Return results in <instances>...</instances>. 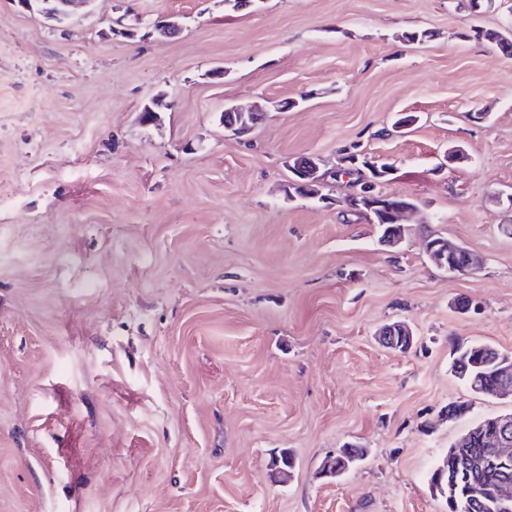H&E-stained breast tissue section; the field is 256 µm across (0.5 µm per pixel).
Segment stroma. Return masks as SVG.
<instances>
[{
  "label": "stroma",
  "instance_id": "1",
  "mask_svg": "<svg viewBox=\"0 0 512 512\" xmlns=\"http://www.w3.org/2000/svg\"><path fill=\"white\" fill-rule=\"evenodd\" d=\"M510 23L512 0H94L60 30L0 0V512H447L449 446L512 411L450 370L512 353V56L479 36ZM233 105L265 116L232 135ZM354 146L416 205L398 247L347 182L288 194L294 159ZM430 235L481 271L437 269ZM395 321L411 350L378 343Z\"/></svg>",
  "mask_w": 512,
  "mask_h": 512
}]
</instances>
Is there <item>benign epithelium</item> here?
Wrapping results in <instances>:
<instances>
[{"instance_id": "7a95c632", "label": "benign epithelium", "mask_w": 512, "mask_h": 512, "mask_svg": "<svg viewBox=\"0 0 512 512\" xmlns=\"http://www.w3.org/2000/svg\"><path fill=\"white\" fill-rule=\"evenodd\" d=\"M89 2L91 0H45L46 8L36 9L33 7L32 0H15V4L20 9L31 13L35 11L62 27L69 24L71 17ZM228 111L236 113L237 120L224 124V130L234 135L247 132L263 117L261 112L236 107H230ZM295 170L301 173L306 183L310 185L322 181L326 176L313 157L297 160ZM356 186L357 189L343 200L346 210L361 214L368 210L380 215L385 227L381 242L390 247L401 244L406 233L403 221L414 207L404 202L390 203L392 196L376 192L377 182L367 179L364 175ZM460 252L462 247L448 239L429 237L425 242V253L436 267L456 276L476 274L479 271L476 257L468 252L465 254V262L461 264L455 260V256ZM413 341V331L403 321L387 324L379 332V342L391 350L397 349L403 342L410 346ZM485 393L495 396H512V367L504 369L501 372L500 382L488 387ZM484 442L485 447L488 448L484 465L498 466L512 461V412L496 417L495 426L486 433Z\"/></svg>"}]
</instances>
